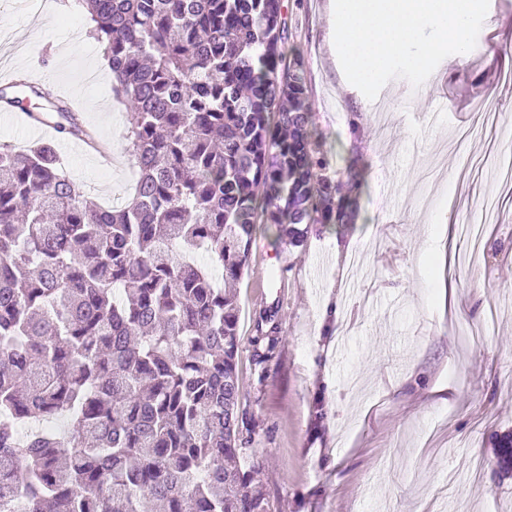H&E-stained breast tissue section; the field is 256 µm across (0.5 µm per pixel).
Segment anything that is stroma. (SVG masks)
Segmentation results:
<instances>
[{
	"instance_id": "stroma-1",
	"label": "stroma",
	"mask_w": 512,
	"mask_h": 512,
	"mask_svg": "<svg viewBox=\"0 0 512 512\" xmlns=\"http://www.w3.org/2000/svg\"><path fill=\"white\" fill-rule=\"evenodd\" d=\"M55 2L0 6V34L20 40L0 71L48 73L74 91L83 124L119 159L103 167L63 149V169L115 207L136 178L126 107L85 6ZM328 4L287 0L290 44L330 170L358 162L359 218L311 225L298 247L257 239L236 284L244 457L260 463L268 512H512V471L497 458L512 436V176L491 168L512 149V95L500 92L512 0H490L483 51L440 63L423 100L401 78L372 101L348 90ZM489 199L499 219L469 245L458 227ZM339 242L361 253L359 269L337 259ZM339 298L338 334L319 335ZM269 307L278 340L261 363L256 318Z\"/></svg>"
}]
</instances>
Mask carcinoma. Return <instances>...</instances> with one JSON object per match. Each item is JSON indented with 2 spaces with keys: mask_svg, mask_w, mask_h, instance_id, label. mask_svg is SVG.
<instances>
[{
  "mask_svg": "<svg viewBox=\"0 0 512 512\" xmlns=\"http://www.w3.org/2000/svg\"><path fill=\"white\" fill-rule=\"evenodd\" d=\"M137 169L92 201L52 144L0 145V506L267 512L242 468L238 301L261 225L356 210L312 128L285 0H83ZM57 126L83 133L56 108ZM276 312L257 332L275 341Z\"/></svg>",
  "mask_w": 512,
  "mask_h": 512,
  "instance_id": "obj_1",
  "label": "carcinoma"
}]
</instances>
